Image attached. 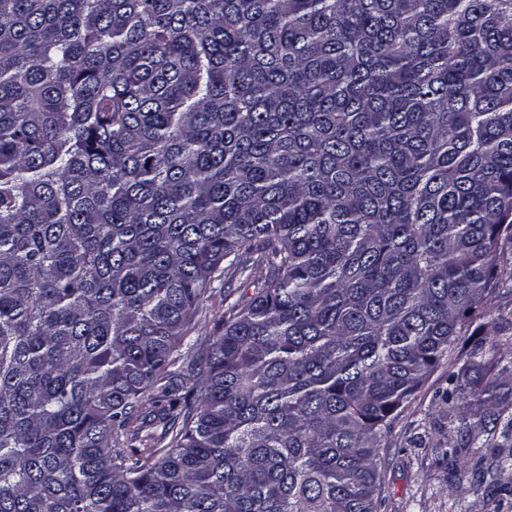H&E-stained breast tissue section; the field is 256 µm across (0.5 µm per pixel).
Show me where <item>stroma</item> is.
Instances as JSON below:
<instances>
[{
  "mask_svg": "<svg viewBox=\"0 0 512 512\" xmlns=\"http://www.w3.org/2000/svg\"><path fill=\"white\" fill-rule=\"evenodd\" d=\"M253 290L233 280L231 287L215 282L201 297L195 334L212 341L220 316L231 306H245ZM469 349L460 339L454 352L443 360L427 381L392 419L379 450L382 481L378 512H512V494L499 496L490 487L478 486L472 467L449 475L442 459V444L450 431L438 425L439 397L448 376L462 366Z\"/></svg>",
  "mask_w": 512,
  "mask_h": 512,
  "instance_id": "obj_1",
  "label": "stroma"
}]
</instances>
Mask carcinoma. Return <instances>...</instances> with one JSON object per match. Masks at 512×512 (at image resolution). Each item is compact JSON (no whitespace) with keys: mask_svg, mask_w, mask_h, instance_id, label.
<instances>
[{"mask_svg":"<svg viewBox=\"0 0 512 512\" xmlns=\"http://www.w3.org/2000/svg\"><path fill=\"white\" fill-rule=\"evenodd\" d=\"M509 247L512 0H0V512H377ZM491 352L444 456L512 494ZM239 276L233 278L232 288L224 293V278L211 285L201 297L199 312L196 317V327L193 336H199L203 341L211 343L214 336H218L215 322L231 306L244 307L252 298L253 288L241 283Z\"/></svg>","mask_w":512,"mask_h":512,"instance_id":"carcinoma-1","label":"carcinoma"}]
</instances>
